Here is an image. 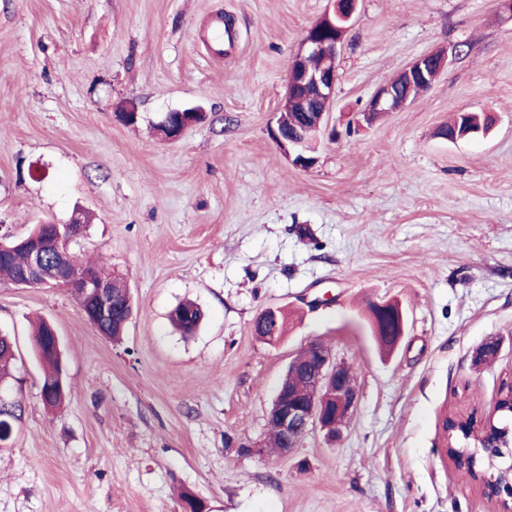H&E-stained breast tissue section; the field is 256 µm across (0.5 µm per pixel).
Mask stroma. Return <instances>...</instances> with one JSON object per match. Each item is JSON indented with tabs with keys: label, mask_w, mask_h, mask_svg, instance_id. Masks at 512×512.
Here are the masks:
<instances>
[{
	"label": "stroma",
	"mask_w": 512,
	"mask_h": 512,
	"mask_svg": "<svg viewBox=\"0 0 512 512\" xmlns=\"http://www.w3.org/2000/svg\"><path fill=\"white\" fill-rule=\"evenodd\" d=\"M330 0H0V236L93 216L69 250L127 282L121 342L68 288L0 286L25 415L0 447V512H501L459 470L445 416H481L512 381V13L498 0H361L338 49L335 141L294 166L271 130L288 62ZM231 23L216 53L211 31ZM467 41L433 86L349 128L423 53ZM135 102L139 119L119 116ZM209 118L176 141L166 112ZM486 135L438 134L458 112ZM398 303L392 353L367 305ZM195 302L193 335L170 323ZM288 315L273 345L253 323ZM62 344L70 394L40 397L31 325ZM501 343L479 364L476 349ZM348 365L357 407L341 436L288 455L265 441L290 358L310 341Z\"/></svg>",
	"instance_id": "35a3bbf8"
}]
</instances>
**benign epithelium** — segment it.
Instances as JSON below:
<instances>
[{
    "label": "benign epithelium",
    "mask_w": 512,
    "mask_h": 512,
    "mask_svg": "<svg viewBox=\"0 0 512 512\" xmlns=\"http://www.w3.org/2000/svg\"><path fill=\"white\" fill-rule=\"evenodd\" d=\"M333 10L311 26L302 40L300 49L291 56L288 65V88L278 107V113L315 112L316 128L324 127L335 96L338 73L336 56L339 46L352 26L358 10L359 0H331ZM324 58V64L317 67L313 60ZM447 62V52L435 49L417 57L391 82L381 86L371 97L366 108L359 112L361 120L370 124L372 116L394 111L393 103L402 88L416 85L427 91L440 76ZM205 110L200 107L176 109L167 112L162 125L168 128V140L179 139L187 128L203 121ZM273 137L288 154L292 164L309 169L315 165L311 141L282 132L281 121H276ZM83 213L75 210L64 225V234L54 242V250L45 248L38 234L24 241L30 251L28 267L14 282L16 287L64 285L81 288L92 302V317L88 322L99 328L112 318V279L99 273L79 275L69 265L61 242L75 240L84 235ZM304 368L305 378L311 389L306 398L298 397L288 386V376H283L267 412V424L276 427L284 438L280 454L287 455L300 446L305 436L317 428L330 439L340 437L343 427L350 420L358 402L357 388L348 381L349 367L336 360L329 348L319 341L309 342L294 354L287 366L291 372ZM512 407V388L496 397L490 404L489 415L480 424L467 420L453 419L454 428H471L488 448L511 447V442L494 441L489 426L502 410L503 403ZM489 464L504 477L494 498L502 505V512H512V452L501 457L489 456Z\"/></svg>",
    "instance_id": "7a95c632"
}]
</instances>
